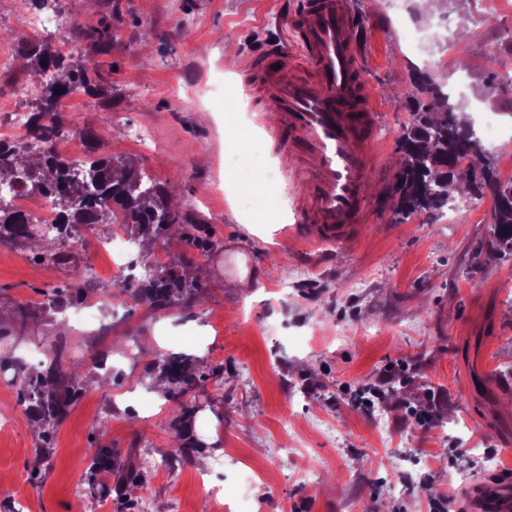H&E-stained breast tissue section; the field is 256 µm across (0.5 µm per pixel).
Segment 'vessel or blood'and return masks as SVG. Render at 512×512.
Instances as JSON below:
<instances>
[{"label": "vessel or blood", "instance_id": "b4317fda", "mask_svg": "<svg viewBox=\"0 0 512 512\" xmlns=\"http://www.w3.org/2000/svg\"><path fill=\"white\" fill-rule=\"evenodd\" d=\"M283 23L291 48L253 54L246 72L255 97L276 114L274 148L292 161L297 236L337 245L366 223V185L383 156L360 51L366 19L348 0H298ZM475 509L512 512V477L480 493Z\"/></svg>", "mask_w": 512, "mask_h": 512}]
</instances>
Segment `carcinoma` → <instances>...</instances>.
<instances>
[{
    "label": "carcinoma",
    "mask_w": 512,
    "mask_h": 512,
    "mask_svg": "<svg viewBox=\"0 0 512 512\" xmlns=\"http://www.w3.org/2000/svg\"><path fill=\"white\" fill-rule=\"evenodd\" d=\"M18 54L30 71H51L54 79L41 85L37 100L40 105L31 112L27 140H0V182L29 184L49 192L59 211L55 234H42L24 216L0 206V242L30 248L40 262L62 264L69 260L65 251L72 230L78 224L105 223L109 209L119 210L123 226L140 241H152L177 235L194 243L203 251L212 242L196 234L199 226L183 210L176 195L160 182L147 183V177L132 161L114 164L111 157L98 153L92 145L78 164V171L48 153L32 158L27 141H53L63 134L62 124L48 123L46 118L58 112L61 102L76 94L96 96L99 84L88 75L90 67L73 65L74 54L65 55L41 42L22 39ZM406 105L412 122L403 127L399 138L401 157L393 184L394 210L408 219L425 212H437L450 199H479L486 194L493 198L485 254L499 259L512 257V181L498 177L495 163L482 147L465 113L451 100V93L426 70L413 69ZM144 274L125 281L119 292L135 305L146 306L156 317L174 310L197 306L203 299L204 284L190 277L172 263L151 265L146 261ZM48 301L36 307L16 306L15 316L25 322L88 299L89 293L78 284H65L47 293ZM49 360L40 369L29 370L17 361L0 356V370L13 369L18 397L27 414L37 423L39 444L35 453L43 458L49 454L51 442L70 407L81 397L89 384L91 372L76 363L63 361L65 341L56 336L48 345ZM144 371L159 375L167 382L163 391L166 402L173 404L175 417L171 429L178 439V457L192 460L202 444L187 429L188 419L196 412L188 394L209 378L219 377L212 370H198L195 359L169 354L149 362ZM85 484L91 497L115 495L130 506L132 493L148 488V475L129 460H122L113 449H96L85 473Z\"/></svg>",
    "instance_id": "obj_1"
}]
</instances>
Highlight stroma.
<instances>
[{"instance_id": "35a3bbf8", "label": "stroma", "mask_w": 512, "mask_h": 512, "mask_svg": "<svg viewBox=\"0 0 512 512\" xmlns=\"http://www.w3.org/2000/svg\"><path fill=\"white\" fill-rule=\"evenodd\" d=\"M25 0H0V132L14 106L13 86L26 67L16 58L25 35ZM290 0H58L95 80L98 96L66 101L102 153L134 160L140 170L181 197L185 210L215 246L200 252L179 238L155 244L154 254L203 269L200 306L154 318L145 307L113 302L98 332L71 328L65 313L49 316V336L69 351L111 352L109 381L89 386L59 426L49 458L31 466L38 432L18 402L0 387V406L15 426L0 431V512H78L77 486L95 448L118 449L139 462L170 448L171 413L151 391L144 366L161 354H183L223 368L220 380L198 390L192 431L206 466L172 458L145 492L165 512H200V473L224 462V487L237 512H430L443 498L451 512H472L474 491L512 470V258L485 259L490 216L458 200L455 223L438 214L399 219L388 196L398 170L399 137L412 120L405 106L411 69L444 75L448 88L466 80L484 88L490 55L512 57V10L483 18L474 0H446L433 21L441 31L465 30L444 45L411 48L396 29L425 21L410 0H349L366 17L362 62L377 98L380 170L367 184L370 208L363 232L343 245L312 247L292 232L295 190L280 180L256 217L235 208L224 153L240 133L268 149L288 172L290 159L272 150L268 121L257 120L246 76L249 56L285 42L281 16ZM109 25L112 40L97 52L89 33ZM224 102L203 96L215 78ZM483 107L503 138L497 168L512 157V85L494 81ZM183 106H175V99ZM145 130L141 141L126 137ZM100 272L82 276L77 263L34 261L23 247L0 243V314L42 302L43 291L82 281L91 294L111 270L105 254L86 244ZM388 365L403 366L377 402L385 419L364 415L358 387L376 383ZM486 378L488 395L472 388ZM152 393L143 414L136 395ZM434 415L428 429L403 423L407 408ZM106 432H99L102 419ZM493 459L486 467L485 459ZM313 467L317 482L302 475ZM431 484L432 495L419 487Z\"/></svg>"}]
</instances>
